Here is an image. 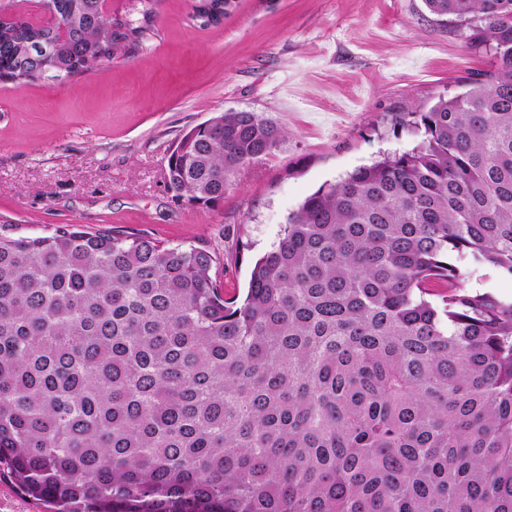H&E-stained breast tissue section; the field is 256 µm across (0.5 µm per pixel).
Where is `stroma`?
I'll return each mask as SVG.
<instances>
[{
  "label": "stroma",
  "mask_w": 512,
  "mask_h": 512,
  "mask_svg": "<svg viewBox=\"0 0 512 512\" xmlns=\"http://www.w3.org/2000/svg\"><path fill=\"white\" fill-rule=\"evenodd\" d=\"M492 61L424 0H235L218 27L157 0L147 39L61 81L0 82V221L119 227L217 252L225 288L325 184L414 139L392 115L460 91ZM249 111L287 140L215 207L175 203L169 149L218 112Z\"/></svg>",
  "instance_id": "stroma-1"
}]
</instances>
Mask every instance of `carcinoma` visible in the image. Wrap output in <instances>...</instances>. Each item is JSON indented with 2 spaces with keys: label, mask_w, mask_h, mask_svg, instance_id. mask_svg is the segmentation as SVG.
<instances>
[{
  "label": "carcinoma",
  "mask_w": 512,
  "mask_h": 512,
  "mask_svg": "<svg viewBox=\"0 0 512 512\" xmlns=\"http://www.w3.org/2000/svg\"><path fill=\"white\" fill-rule=\"evenodd\" d=\"M51 2L0 25V80L89 72L153 23ZM425 4L493 69L396 113L414 145L308 196L244 297L206 249L0 224V481L44 512H512V300L467 286L512 280V0ZM287 137L248 111L185 130L172 199L219 205Z\"/></svg>",
  "instance_id": "obj_1"
}]
</instances>
